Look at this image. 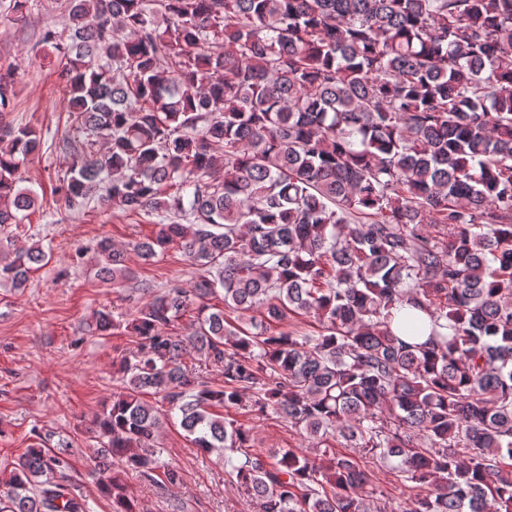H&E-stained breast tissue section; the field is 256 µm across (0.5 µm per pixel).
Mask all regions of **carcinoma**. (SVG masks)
Here are the masks:
<instances>
[{
	"instance_id": "carcinoma-1",
	"label": "carcinoma",
	"mask_w": 512,
	"mask_h": 512,
	"mask_svg": "<svg viewBox=\"0 0 512 512\" xmlns=\"http://www.w3.org/2000/svg\"><path fill=\"white\" fill-rule=\"evenodd\" d=\"M68 8V30L43 37L80 133L63 138L55 193L69 212L156 216L141 258L176 245L201 271L190 289L142 284L127 324L96 314L99 331L139 339L97 420L92 475L112 512H136L124 474L180 483L149 448L165 414L147 395L256 512H382L370 459L416 491L391 512H512V0ZM13 87L0 72L1 113ZM42 142L0 122L1 234L38 206L21 168ZM96 253L103 279L126 280L110 239ZM47 260L0 242V284L24 287ZM407 305L428 316L427 342L394 332ZM188 313L221 384L166 331ZM298 316L318 335L272 326ZM232 409L288 420L312 452L256 451ZM65 454L21 456L0 512H93ZM183 362L188 370L195 373V375H199L204 380L218 384L222 383V376L219 370L203 354L193 349L191 344L187 347V353L184 356Z\"/></svg>"
}]
</instances>
